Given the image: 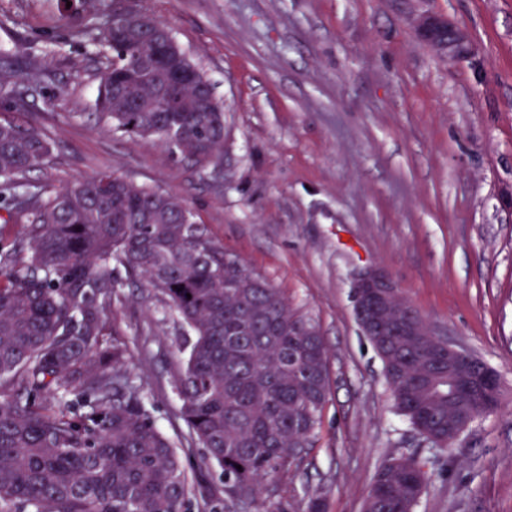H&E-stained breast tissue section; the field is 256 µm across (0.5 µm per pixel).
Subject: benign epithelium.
Returning <instances> with one entry per match:
<instances>
[{"mask_svg": "<svg viewBox=\"0 0 512 512\" xmlns=\"http://www.w3.org/2000/svg\"><path fill=\"white\" fill-rule=\"evenodd\" d=\"M413 28L421 42L443 50L448 61L481 67V61L468 36L448 23L447 18L423 13L415 18ZM354 298L355 319L367 336L386 335L390 327L387 315L390 313L412 335H431L423 318L412 307L400 301L394 283L379 269L366 268L354 274ZM445 344L448 349L449 374L465 371L476 377L496 376L489 366L478 364L473 354L464 347L450 340L445 341Z\"/></svg>", "mask_w": 512, "mask_h": 512, "instance_id": "benign-epithelium-1", "label": "benign epithelium"}]
</instances>
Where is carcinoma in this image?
<instances>
[{
    "label": "carcinoma",
    "mask_w": 512,
    "mask_h": 512,
    "mask_svg": "<svg viewBox=\"0 0 512 512\" xmlns=\"http://www.w3.org/2000/svg\"><path fill=\"white\" fill-rule=\"evenodd\" d=\"M72 37L99 63L94 107L110 133L201 166L224 154V106L173 29L112 0ZM0 73V97L21 101ZM174 104L178 111L168 112ZM50 134L0 122V512H188L181 458L155 424L116 323L118 289L162 292L192 336L173 377L191 445L220 468L224 496L257 498L263 479L315 437L326 402V347L240 257L197 224L180 197L112 172L51 188L28 174ZM400 413L435 448L485 403L451 399L445 354L409 336H372ZM425 473L407 458L376 473L364 512H413Z\"/></svg>",
    "instance_id": "1"
}]
</instances>
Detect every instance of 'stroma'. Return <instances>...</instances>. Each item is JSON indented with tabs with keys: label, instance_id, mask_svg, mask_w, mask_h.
Wrapping results in <instances>:
<instances>
[{
	"label": "stroma",
	"instance_id": "35a3bbf8",
	"mask_svg": "<svg viewBox=\"0 0 512 512\" xmlns=\"http://www.w3.org/2000/svg\"><path fill=\"white\" fill-rule=\"evenodd\" d=\"M224 103L219 166L108 134L97 66L39 0H0V70L50 73L0 119L56 147L31 179L100 171L182 197L225 250L322 336L330 392L310 448L268 475L238 512H362L377 471L414 460L429 480L415 512H512V0H143ZM434 11L463 28L483 65L452 64L411 24ZM383 270L439 336L499 375L500 410L448 449L397 411L383 363L354 316L353 276ZM130 370L159 429L187 428L172 378L185 331L165 296L126 287L116 307ZM191 512H224L220 471L183 452Z\"/></svg>",
	"mask_w": 512,
	"mask_h": 512
}]
</instances>
